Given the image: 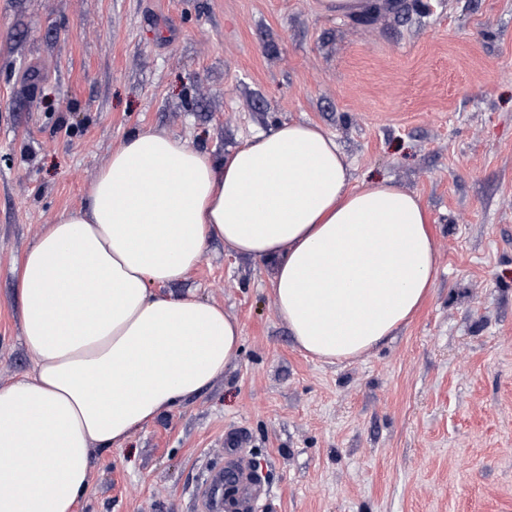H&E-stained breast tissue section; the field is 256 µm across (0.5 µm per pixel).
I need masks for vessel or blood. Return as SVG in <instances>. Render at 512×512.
Here are the masks:
<instances>
[{
    "mask_svg": "<svg viewBox=\"0 0 512 512\" xmlns=\"http://www.w3.org/2000/svg\"><path fill=\"white\" fill-rule=\"evenodd\" d=\"M269 489L247 470H214L204 490L209 512H256Z\"/></svg>",
    "mask_w": 512,
    "mask_h": 512,
    "instance_id": "obj_1",
    "label": "vessel or blood"
}]
</instances>
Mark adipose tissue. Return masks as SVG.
I'll list each match as a JSON object with an SVG mask.
<instances>
[{
    "mask_svg": "<svg viewBox=\"0 0 512 512\" xmlns=\"http://www.w3.org/2000/svg\"><path fill=\"white\" fill-rule=\"evenodd\" d=\"M214 241L272 262L279 316L331 362L392 336L435 285L422 204L386 180L351 188L320 126L282 123L218 160L131 133L83 210L46 225L16 270L36 367L0 384V512H75L94 448L122 445L237 358L223 308L166 290Z\"/></svg>",
    "mask_w": 512,
    "mask_h": 512,
    "instance_id": "1",
    "label": "adipose tissue"
}]
</instances>
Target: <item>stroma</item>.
Returning a JSON list of instances; mask_svg holds the SVG:
<instances>
[{
  "mask_svg": "<svg viewBox=\"0 0 512 512\" xmlns=\"http://www.w3.org/2000/svg\"><path fill=\"white\" fill-rule=\"evenodd\" d=\"M0 0V382L32 375L13 268L81 210L124 137L220 158L312 122L354 184L419 197L435 287L360 358L306 357L271 264L215 243L173 285L223 306L238 359L200 394L92 454L79 512H206L241 432L259 512H512V0ZM372 0H321L324 12L336 15H358L364 13Z\"/></svg>",
  "mask_w": 512,
  "mask_h": 512,
  "instance_id": "obj_1",
  "label": "stroma"
}]
</instances>
